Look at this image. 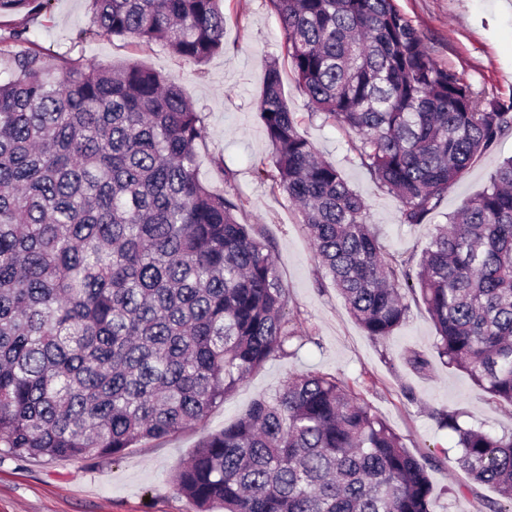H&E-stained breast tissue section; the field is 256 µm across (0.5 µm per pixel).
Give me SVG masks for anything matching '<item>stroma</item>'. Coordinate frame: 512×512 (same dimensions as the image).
Returning <instances> with one entry per match:
<instances>
[{"label": "stroma", "mask_w": 512, "mask_h": 512, "mask_svg": "<svg viewBox=\"0 0 512 512\" xmlns=\"http://www.w3.org/2000/svg\"><path fill=\"white\" fill-rule=\"evenodd\" d=\"M420 32L440 66L456 72L475 91L489 97L512 96V0H396ZM224 50L194 67L159 44L137 45L123 37L78 40L89 24L88 0H52L47 11L25 20L1 16L0 26L26 25L35 48L81 62L137 65L174 77L186 98L205 116L197 147L199 172L209 178L220 156L235 173L234 192L243 206L240 223L253 225L275 243V260L288 290V317L299 332L287 354L268 360L225 396L207 419L161 440L142 442L119 460L99 458L19 459L0 454V512H195L177 494L170 475L206 435L240 417L259 396L280 390L288 377L309 372L336 376L402 437L414 454L456 456L455 436L439 428L432 413L462 412L466 423L499 436L512 434V408L491 403L470 377L432 361L421 374L403 355L414 349L431 354L435 329L420 299L387 340L375 342L351 317L329 280L321 278L310 242L294 206L272 180L259 178L270 146L256 112L265 64L280 55L281 30L266 0H224ZM288 105L301 135L336 165L367 205L372 224L390 257L418 260L447 214L489 184L503 158L512 155V134L477 158L441 201L431 223L400 221V204L364 168L351 148L353 133L310 119L307 97L290 64L280 66ZM435 489L433 512H479L480 498L493 499L494 488L479 496L456 493L462 471L430 470Z\"/></svg>", "instance_id": "stroma-1"}]
</instances>
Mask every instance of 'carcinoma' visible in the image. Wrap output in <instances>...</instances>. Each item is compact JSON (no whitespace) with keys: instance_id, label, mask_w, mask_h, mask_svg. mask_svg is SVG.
Here are the masks:
<instances>
[{"instance_id":"obj_1","label":"carcinoma","mask_w":512,"mask_h":512,"mask_svg":"<svg viewBox=\"0 0 512 512\" xmlns=\"http://www.w3.org/2000/svg\"><path fill=\"white\" fill-rule=\"evenodd\" d=\"M51 0H0L38 15ZM87 36L161 42L196 66L224 51L223 0H89ZM310 116L355 135L360 163L427 223L512 131L439 66L395 0H266ZM0 448L19 458H122L203 421L299 338L272 243L238 222L234 172L200 177L204 116L169 76L0 48ZM258 117L262 169L298 210L318 267L375 342L420 294L434 357L512 407V157L438 225L416 265L385 256L366 204L297 129L279 59ZM422 373L430 360L409 350ZM433 417L460 449L461 494L512 512V435ZM363 399L310 372L205 436L171 483L196 512H431L427 469Z\"/></svg>"}]
</instances>
